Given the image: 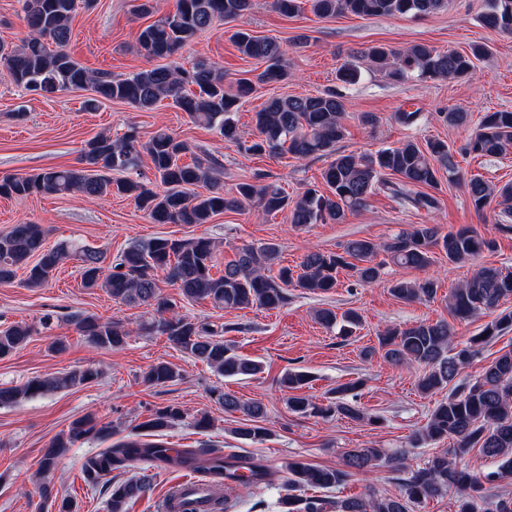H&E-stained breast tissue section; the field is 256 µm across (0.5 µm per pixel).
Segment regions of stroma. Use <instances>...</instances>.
<instances>
[{"mask_svg":"<svg viewBox=\"0 0 512 512\" xmlns=\"http://www.w3.org/2000/svg\"><path fill=\"white\" fill-rule=\"evenodd\" d=\"M486 4L487 0H448L444 10L422 18L345 14L323 19L307 8L288 17L273 8L272 0H255L252 12L241 23H216L176 62L187 68L195 59H208L222 66L227 81L232 82L265 68L263 62L245 58L236 50L231 39L236 27L282 45L290 77L260 86L240 108L238 127L245 140L253 137L254 112L269 97L314 95L333 89L342 94L346 108L347 132L340 143L343 151L374 152L407 139L421 143L440 139L458 149L476 129L483 113L512 111V35L481 24ZM133 5L134 0H78L67 52L87 69L115 75L152 66L138 35L172 9L174 0H154L155 11L147 16L134 14ZM417 43L443 51H465L472 44L483 43L490 54L477 62L469 80L391 81L365 63L355 83L336 79L337 69L355 51L374 45L406 48ZM91 96V90L85 88L46 98L0 79V177L77 164L87 141L101 134L119 137L131 126L144 137L158 127H167L190 143L194 153L214 155L221 163L219 178L228 190L243 180L276 182L294 196L319 181L327 165L323 157L299 163L288 156L245 154L218 132L192 123L168 100L149 111L118 101H104L91 109L86 105ZM455 106L468 112L467 126L453 127L442 121L441 112ZM403 109L419 111L416 124L407 127L393 120V113ZM365 112L375 113L378 123L364 124L361 115ZM434 195L438 207L428 214L399 208L381 193L341 223L299 228L291 226L283 213L258 219L227 212L215 216L211 223L188 226L151 223L127 197L94 201L77 194L0 197V231L14 224H40L47 231V245L72 241L104 253L110 261L133 242L154 236L212 238L219 246L217 259L222 263L233 258L238 247L272 242L280 249V265L294 267L312 247L335 252L348 240H384L408 224H436L445 231L466 225L496 241L495 250L483 253L479 261L512 271V234L496 229L495 210L476 213L463 187L457 185L441 184ZM475 264L452 265L445 257H437L428 273L437 277L438 292L433 301L425 303L405 302L390 294L392 280H418L423 275L394 266L373 284L363 285L343 274L337 287L324 294L289 289L287 305L274 310L255 306L220 310L207 301L179 299L177 288L162 284L163 293L176 299L180 313L218 326L232 325L225 342L263 365L261 373L242 380L217 374L163 336L136 333L116 349L91 347L69 323L70 314L82 312L134 324L142 319L143 310L115 302L102 290L83 287L76 258L64 261L44 287L28 288L18 279L0 285V325L23 322L39 328L25 347L0 359V387L20 386L35 376L59 375L87 365L102 373L98 383L0 407V512H51L41 507L37 492L43 450L73 420L88 413L111 423L112 436L76 442L58 459L52 481L60 496L74 502L76 512H108L109 494L104 486L93 488L84 481L83 461L125 439L153 408L168 404L180 406L185 418L159 436V443L170 448H221L228 454L260 457L268 465L271 476L265 487L240 488L229 494L223 486L215 487V495H229V512H280L278 500L288 478V464L296 459L336 467L348 449L372 447L390 453L405 451L411 466L424 465L432 455L445 450V443L413 448L409 439L426 424L431 410L446 393H421L417 387L419 369L394 365L376 353V336L388 327L448 318V293L470 275ZM324 307L339 313L357 310L361 328L352 336L337 335L314 318L315 310ZM47 313L53 314L54 320L49 328H40V319ZM56 338L65 341V350H50ZM159 362L175 367L179 378L163 387L145 384L144 374ZM289 370L310 375L306 393L318 401L328 397L339 383L362 378L364 386L357 403L369 415L379 417L380 425L340 415L322 420L291 412L279 387L280 377ZM217 387L243 402L264 407L263 424L268 430L264 440L250 442L235 436L242 415L224 412L215 404L211 392ZM201 411L214 419L204 432L193 425L194 415ZM397 477L383 460L371 474L352 476L339 487L323 490L322 495L336 500L371 491L390 493L397 488Z\"/></svg>","mask_w":512,"mask_h":512,"instance_id":"stroma-1","label":"stroma"}]
</instances>
